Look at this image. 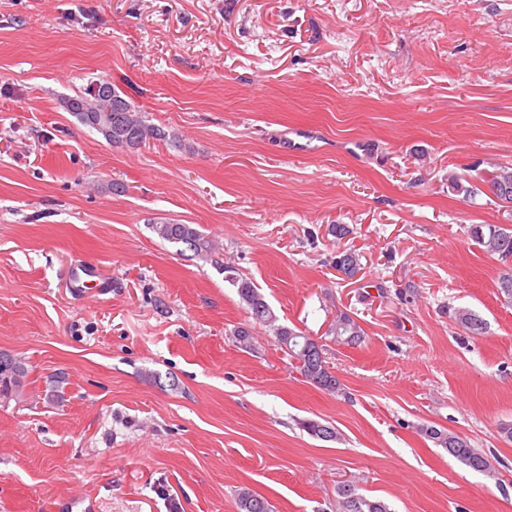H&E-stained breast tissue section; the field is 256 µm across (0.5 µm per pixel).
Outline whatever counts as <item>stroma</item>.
Returning a JSON list of instances; mask_svg holds the SVG:
<instances>
[{
  "mask_svg": "<svg viewBox=\"0 0 512 512\" xmlns=\"http://www.w3.org/2000/svg\"><path fill=\"white\" fill-rule=\"evenodd\" d=\"M101 79L164 139L115 147L64 109ZM503 165L512 0H0V352L28 370L0 400V512H238L245 487L335 512L347 483L391 512H512V265L469 235L512 228L480 192ZM164 220L318 338L341 391L269 328L240 346L235 288ZM339 313L361 344L329 335ZM152 232L161 240L170 244L185 247L193 253V256L204 262L211 261V264L221 271L228 269L218 260L213 259L212 243L208 236L200 231L193 224H181L170 220L156 222L150 225ZM226 272V271H224ZM421 430L428 438L434 440L438 446L448 451L450 456L467 468L488 475L491 473L488 458L476 448H472L467 439L452 432L439 430L433 426H426Z\"/></svg>",
  "mask_w": 512,
  "mask_h": 512,
  "instance_id": "obj_1",
  "label": "stroma"
}]
</instances>
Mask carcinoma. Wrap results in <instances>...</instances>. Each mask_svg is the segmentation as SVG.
<instances>
[{"mask_svg": "<svg viewBox=\"0 0 512 512\" xmlns=\"http://www.w3.org/2000/svg\"><path fill=\"white\" fill-rule=\"evenodd\" d=\"M104 85L109 89L112 88L111 82L99 80L84 94L67 98L64 102L65 109L82 123L96 129L116 147L120 146L122 139L127 136L138 139L140 145L150 137L155 139L165 137L164 132L147 124L143 113L135 110L127 101L124 102L125 111L123 112L106 111L108 101L103 96L102 86ZM483 182L487 190L495 193L497 200L512 204V167H499L490 172ZM150 229L159 239L183 246L197 259L209 261L220 270L226 269L224 264L213 259L211 241L195 225L165 220L150 225ZM470 235L485 252L496 254L503 259L512 256V229L498 224H474L470 228ZM229 282L236 288L239 300L249 317L254 323L273 330L280 345L298 361L300 373L307 381L332 393L341 389V384L330 371L328 362L321 357L324 353L323 347L316 346L313 338L304 332L278 324V317L274 310L250 279L235 276L229 278ZM454 319L471 335H481L486 329L484 320L469 309L455 310ZM330 332L336 341L351 345L360 343L363 338L361 327L346 314H341L334 319L330 325ZM27 373L28 370L22 363L0 354V399L19 397L22 394ZM301 427L316 439L322 441L337 439L334 428L317 420H305L301 423ZM422 432L467 468L484 474L491 473L488 458L473 448L467 439L433 426L422 428ZM338 496V512H390L386 503L357 493V488L350 484L339 488ZM237 507L239 512H272L271 505L265 498L255 495L246 488L238 494Z\"/></svg>", "mask_w": 512, "mask_h": 512, "instance_id": "cac0c4a2", "label": "carcinoma"}]
</instances>
